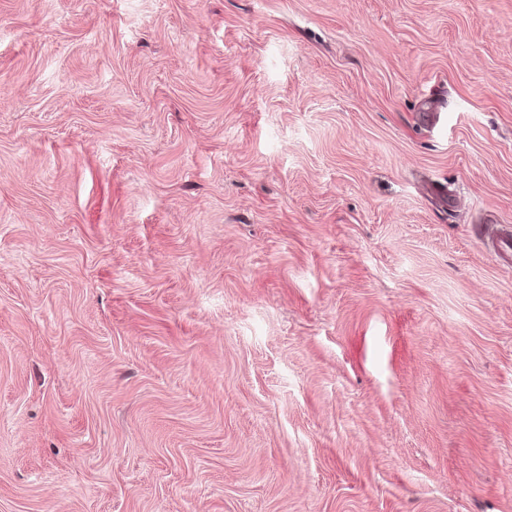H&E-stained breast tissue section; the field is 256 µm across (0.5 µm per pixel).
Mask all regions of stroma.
Instances as JSON below:
<instances>
[{
  "label": "stroma",
  "mask_w": 512,
  "mask_h": 512,
  "mask_svg": "<svg viewBox=\"0 0 512 512\" xmlns=\"http://www.w3.org/2000/svg\"><path fill=\"white\" fill-rule=\"evenodd\" d=\"M512 0H0V512H512Z\"/></svg>",
  "instance_id": "obj_1"
}]
</instances>
